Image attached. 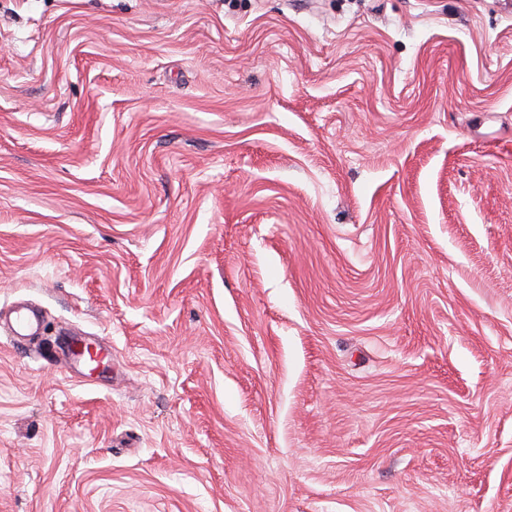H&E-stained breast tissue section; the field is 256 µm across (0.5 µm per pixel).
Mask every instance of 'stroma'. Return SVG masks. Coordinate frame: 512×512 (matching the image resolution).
<instances>
[{
  "mask_svg": "<svg viewBox=\"0 0 512 512\" xmlns=\"http://www.w3.org/2000/svg\"><path fill=\"white\" fill-rule=\"evenodd\" d=\"M19 301L0 512H512V0H0ZM12 313L13 320L8 327L11 340L23 343L27 337L34 336L41 328V321L37 312L26 304H17Z\"/></svg>",
  "mask_w": 512,
  "mask_h": 512,
  "instance_id": "stroma-1",
  "label": "stroma"
}]
</instances>
